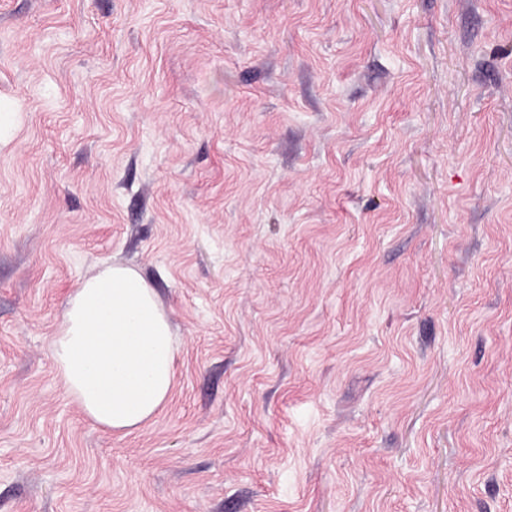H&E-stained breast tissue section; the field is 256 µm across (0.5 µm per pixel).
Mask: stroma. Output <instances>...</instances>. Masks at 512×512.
<instances>
[{"label": "stroma", "instance_id": "1", "mask_svg": "<svg viewBox=\"0 0 512 512\" xmlns=\"http://www.w3.org/2000/svg\"><path fill=\"white\" fill-rule=\"evenodd\" d=\"M105 263L129 433L50 350ZM0 512H512V0H0ZM51 353L68 396L107 431L140 428L171 394L169 319L132 268L103 265L77 288L51 338Z\"/></svg>", "mask_w": 512, "mask_h": 512}]
</instances>
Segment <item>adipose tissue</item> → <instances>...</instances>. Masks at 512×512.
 <instances>
[{
	"label": "adipose tissue",
	"instance_id": "1",
	"mask_svg": "<svg viewBox=\"0 0 512 512\" xmlns=\"http://www.w3.org/2000/svg\"><path fill=\"white\" fill-rule=\"evenodd\" d=\"M51 353L68 396L107 431L140 428L171 394L169 319L132 268L102 266L77 288L51 338Z\"/></svg>",
	"mask_w": 512,
	"mask_h": 512
}]
</instances>
